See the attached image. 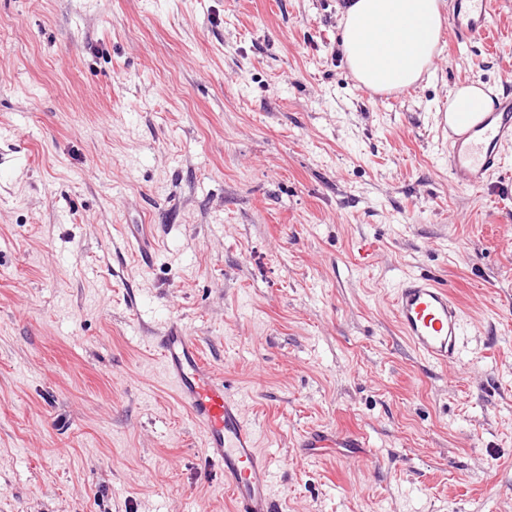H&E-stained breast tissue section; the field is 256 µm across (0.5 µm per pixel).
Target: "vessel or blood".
Returning <instances> with one entry per match:
<instances>
[{"label":"vessel or blood","instance_id":"vessel-or-blood-1","mask_svg":"<svg viewBox=\"0 0 512 512\" xmlns=\"http://www.w3.org/2000/svg\"><path fill=\"white\" fill-rule=\"evenodd\" d=\"M452 3L459 37L490 36L495 0ZM461 118L462 125L448 130V169L455 184L481 189L505 168L504 149L512 144V95L503 94L489 109L477 100L466 102ZM126 241L136 256L150 262L156 244L142 227L131 228ZM394 307L402 334L419 356L442 367L457 360L463 315L447 287L431 276L407 277L395 290ZM155 347L180 402L202 430L206 453L224 468L234 512H275L269 461L241 405L228 395L223 377L204 360L195 338L172 322L156 337Z\"/></svg>","mask_w":512,"mask_h":512}]
</instances>
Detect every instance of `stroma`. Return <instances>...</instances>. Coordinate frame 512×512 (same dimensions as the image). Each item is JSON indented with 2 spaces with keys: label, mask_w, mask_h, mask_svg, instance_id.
Listing matches in <instances>:
<instances>
[{
  "label": "stroma",
  "mask_w": 512,
  "mask_h": 512,
  "mask_svg": "<svg viewBox=\"0 0 512 512\" xmlns=\"http://www.w3.org/2000/svg\"><path fill=\"white\" fill-rule=\"evenodd\" d=\"M345 2L0 0V512H233L154 347L172 321L278 512H512V173L458 188L441 123L457 84L512 92V0L371 97ZM421 273L464 309L445 367L396 323ZM136 225V227H134ZM145 224H132L129 225L130 235H125V239L132 249L133 253L138 256L143 262L148 263L152 259L153 251L156 244L152 237L143 232Z\"/></svg>",
  "instance_id": "stroma-1"
}]
</instances>
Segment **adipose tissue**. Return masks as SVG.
<instances>
[{
	"mask_svg": "<svg viewBox=\"0 0 512 512\" xmlns=\"http://www.w3.org/2000/svg\"><path fill=\"white\" fill-rule=\"evenodd\" d=\"M445 0H347L341 47L358 85L391 91L413 86L438 50Z\"/></svg>",
	"mask_w": 512,
	"mask_h": 512,
	"instance_id": "ef3b65f1",
	"label": "adipose tissue"
}]
</instances>
